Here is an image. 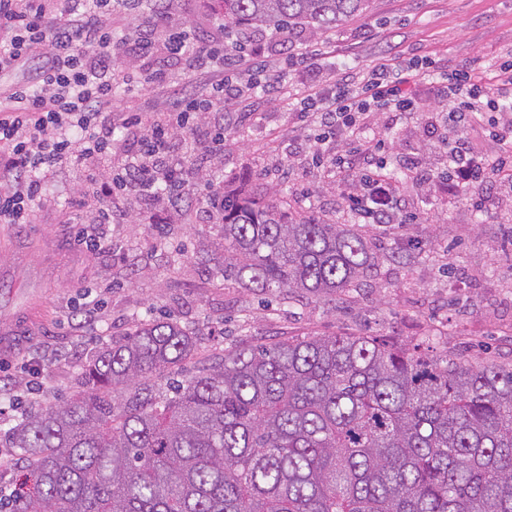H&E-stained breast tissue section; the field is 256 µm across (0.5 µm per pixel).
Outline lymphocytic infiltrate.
Instances as JSON below:
<instances>
[{
    "label": "lymphocytic infiltrate",
    "mask_w": 512,
    "mask_h": 512,
    "mask_svg": "<svg viewBox=\"0 0 512 512\" xmlns=\"http://www.w3.org/2000/svg\"><path fill=\"white\" fill-rule=\"evenodd\" d=\"M112 0H0V72L26 69L27 83L0 97V223L27 224L36 206L46 199L50 172L79 162L91 188L113 193L118 181H132L145 195L162 198L163 188L180 185L182 172L171 159L177 132H187L184 149L198 134L204 98L173 105L163 116L143 126L137 149L128 155L119 176L101 173L100 162L112 149L113 129L104 110L112 102V59L115 53L152 58V81L163 82L169 66L210 74V95L239 97L242 89L230 77L241 56L225 52L217 35L195 45L185 29L157 22L139 29L129 41L112 36ZM438 93L449 102L450 113L481 116L496 113L507 119L512 133V102L483 99L481 78L472 70L456 69L452 81ZM301 120L315 118L320 127L339 134L360 127L368 113L410 112L416 102L405 93L400 78L384 68L374 69L365 86L348 73L339 74L333 91L320 84L303 87L290 99ZM512 171L505 156L477 157L465 143L448 154V175L460 180L465 199L483 208L494 176ZM360 218L372 224L393 223L397 198L380 174L362 176L353 196Z\"/></svg>",
    "instance_id": "lymphocytic-infiltrate-1"
}]
</instances>
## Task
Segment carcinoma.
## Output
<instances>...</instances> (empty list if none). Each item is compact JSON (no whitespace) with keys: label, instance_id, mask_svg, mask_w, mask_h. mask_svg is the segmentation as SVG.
Masks as SVG:
<instances>
[{"label":"carcinoma","instance_id":"cac0c4a2","mask_svg":"<svg viewBox=\"0 0 512 512\" xmlns=\"http://www.w3.org/2000/svg\"><path fill=\"white\" fill-rule=\"evenodd\" d=\"M236 27L325 34L369 0H215ZM224 277L332 296L375 266L354 224L224 192ZM170 318L103 344L64 402L9 428L11 512H512V365L350 333L232 348L193 371Z\"/></svg>","mask_w":512,"mask_h":512}]
</instances>
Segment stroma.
<instances>
[{
  "instance_id": "35a3bbf8",
  "label": "stroma",
  "mask_w": 512,
  "mask_h": 512,
  "mask_svg": "<svg viewBox=\"0 0 512 512\" xmlns=\"http://www.w3.org/2000/svg\"><path fill=\"white\" fill-rule=\"evenodd\" d=\"M166 24L188 27L205 40L223 23L215 0H169ZM315 68L288 64L281 40ZM271 80L289 90L310 81L331 83L340 64L355 81L385 64L405 76L413 112H377L360 127V141L385 140L380 152L350 154L346 138L314 143L287 105L255 90L238 101L213 100L205 120L224 128L219 155L199 142L185 161L193 198L167 210L127 187L109 198L80 199V167L48 181L46 202L32 223H0V325H21L23 339L0 356V389L28 409L65 401L78 368L101 344L125 337L138 323L162 316L201 334L200 356L269 344L289 335L361 332L394 344H428L434 354L454 352L472 362L512 364V179H498L483 210L448 186V153L463 139L475 154H497L489 121L448 123L440 81L459 67L475 70L489 92L501 84L500 64L512 60V0H372L367 12L319 36L266 28L251 35ZM426 64L428 76L407 78L409 66ZM152 60L115 55L118 84L112 102L113 163L138 140L124 120L151 117L176 98L197 93L199 78L172 66L165 83L150 80ZM346 156L349 168L337 170ZM367 170L400 186V224H369L380 248L378 265L348 291L324 300L310 294L280 303L240 288L224 276V229L206 223L195 198L200 171L212 187L272 193L293 211L308 210L339 224L357 223L342 192ZM119 223L96 228L86 248L77 224L100 207Z\"/></svg>"
}]
</instances>
